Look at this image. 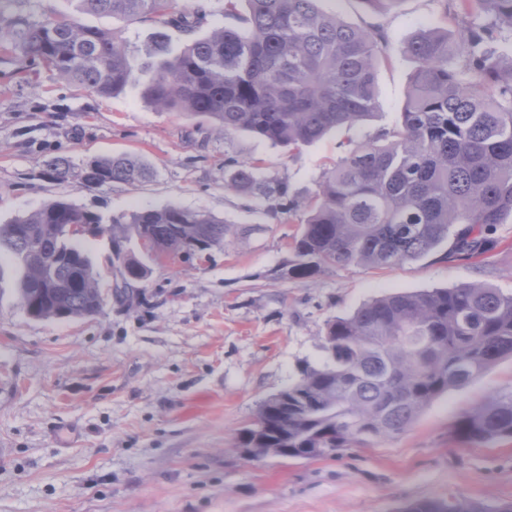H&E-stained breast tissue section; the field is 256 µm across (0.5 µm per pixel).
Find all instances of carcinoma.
Here are the masks:
<instances>
[{"label":"carcinoma","instance_id":"carcinoma-1","mask_svg":"<svg viewBox=\"0 0 512 512\" xmlns=\"http://www.w3.org/2000/svg\"><path fill=\"white\" fill-rule=\"evenodd\" d=\"M224 0L239 26L199 35L203 14L177 0H77L88 14L149 16L159 28L136 66L115 31L71 16L0 11V50L24 70L47 67L99 97L135 83L145 100L224 133L245 132L274 146L301 148L374 116L377 69L390 59L380 25L359 28L322 10L319 0ZM462 33L429 28L403 49L415 63L400 119L354 143L326 167L305 202L255 162L229 160L225 188L248 192L273 213H300L282 276L307 279L351 265L385 269L417 261L442 245L446 257L484 258L497 226L512 217V53L496 45L512 30V0H455ZM190 35L179 52L167 28ZM152 166L131 154L97 156L81 167L49 157L44 175L82 188L135 184ZM95 225L126 252L124 287L147 281L151 267L126 245L144 236L152 260L189 261L228 246L229 226L176 206L112 217L52 200L0 224V265L9 260L22 305L37 319H82L102 308L86 240L66 226ZM326 360L306 364L285 392L268 396L239 447L310 459L408 431L436 398L460 389L512 357V294L486 283L387 294L327 323ZM462 445L512 440V389L464 411L452 429ZM325 452L314 453L312 449ZM406 512H512L450 497Z\"/></svg>","mask_w":512,"mask_h":512}]
</instances>
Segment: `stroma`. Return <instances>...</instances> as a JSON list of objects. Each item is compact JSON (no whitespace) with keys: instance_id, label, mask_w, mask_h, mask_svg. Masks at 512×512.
Listing matches in <instances>:
<instances>
[{"instance_id":"obj_1","label":"stroma","mask_w":512,"mask_h":512,"mask_svg":"<svg viewBox=\"0 0 512 512\" xmlns=\"http://www.w3.org/2000/svg\"><path fill=\"white\" fill-rule=\"evenodd\" d=\"M356 27L379 25L395 51L378 71V116L351 132L362 141L394 124L413 60L405 42L445 26L447 0H400L387 11L365 0H321ZM39 15L68 14L117 31L144 59L152 19L79 12L75 0H25ZM0 54V224L65 199L104 216L175 205L230 225L228 247L187 263L153 264L133 303L111 292L108 244L89 253L100 274L101 311L75 320L31 318L11 279L0 280V512H404L454 495L512 503V441L463 446L451 429L461 412L512 388V359L433 401L406 433L305 460H249L237 446L261 401L326 357V325L392 292L483 282L512 293V221L496 231L487 262L440 253L386 270L326 269L283 278L296 215L271 213L224 187V162L260 160L295 196L317 188L341 154V134L298 150L243 132L224 133L163 112L139 87L102 98L79 93L53 71L20 79ZM129 153L152 165L138 185L87 189L43 176L64 154L74 164Z\"/></svg>"}]
</instances>
